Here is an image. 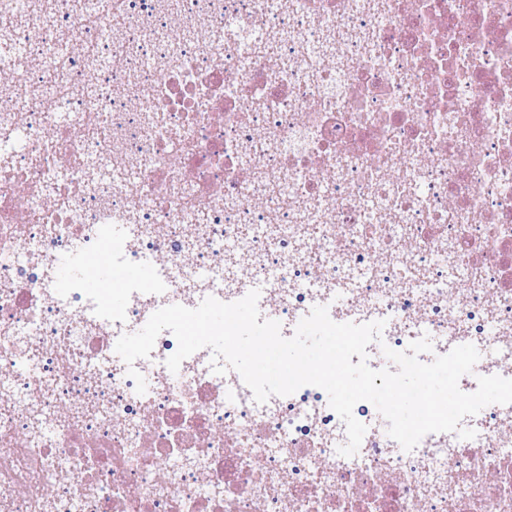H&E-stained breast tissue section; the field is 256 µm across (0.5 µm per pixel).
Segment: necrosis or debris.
<instances>
[{
    "mask_svg": "<svg viewBox=\"0 0 512 512\" xmlns=\"http://www.w3.org/2000/svg\"><path fill=\"white\" fill-rule=\"evenodd\" d=\"M28 2L29 22L0 39V512H155L161 498L167 512H253L258 499L279 512H512V404L494 405L490 427L465 417L473 439L432 433L410 452L386 420L371 422L344 457L346 431L323 428V405L302 407L309 439L297 442L271 420L283 397L255 402L236 371L213 372L211 349L175 373L139 360L143 394L124 390L115 352L166 305L256 288L282 335L324 305L338 323L381 320L383 336L409 343L429 336L424 362L475 343L464 392L481 376L512 379V317L500 315L512 308V0H382L376 10L363 0H93L78 16L71 0ZM82 27L115 35L104 46ZM197 27L224 36L203 42L188 34ZM330 35L335 51L320 52ZM90 153L111 161L112 181H87ZM62 166L68 180L48 187ZM283 174L308 208L272 220L256 182ZM198 210L223 222L232 254L190 223ZM271 220L306 244L270 267L241 227ZM116 226L113 261L162 278L125 285L114 307L85 287L79 247ZM183 227L188 246L170 249ZM358 252L371 258L366 285L343 287L336 272ZM436 256L452 271L447 287L407 288ZM20 259L39 277H17ZM299 266L309 282L294 279ZM476 288L488 311L474 341ZM301 289L308 305L296 309ZM74 294L84 305L70 304ZM100 408L102 431L86 420ZM231 410L232 447L211 434L214 413ZM186 454L200 462L191 482ZM270 454L278 467L254 473L253 456ZM297 459L312 466L301 484Z\"/></svg>",
    "mask_w": 512,
    "mask_h": 512,
    "instance_id": "necrosis-or-debris-1",
    "label": "necrosis or debris"
}]
</instances>
